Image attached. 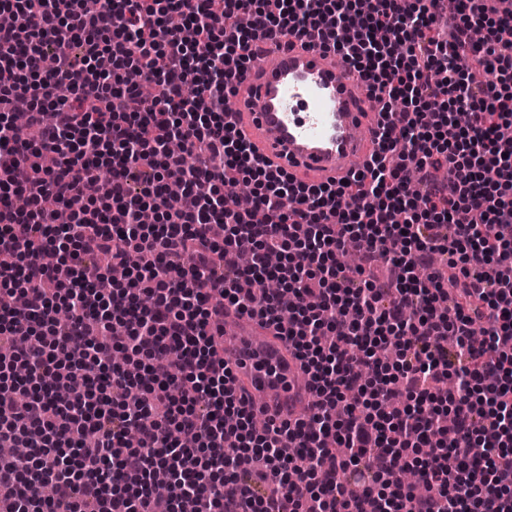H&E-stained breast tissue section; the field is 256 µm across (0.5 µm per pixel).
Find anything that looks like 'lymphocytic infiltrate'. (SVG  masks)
<instances>
[{
    "label": "lymphocytic infiltrate",
    "mask_w": 512,
    "mask_h": 512,
    "mask_svg": "<svg viewBox=\"0 0 512 512\" xmlns=\"http://www.w3.org/2000/svg\"><path fill=\"white\" fill-rule=\"evenodd\" d=\"M434 3L0 0V444L30 450L0 456V512H512V10L459 0L444 36ZM291 37L386 114L336 188L270 171L227 121L233 67ZM426 168L444 186L405 181ZM240 176L258 188L230 211ZM132 251L120 280L94 263ZM228 305L306 366V418L254 431L215 347Z\"/></svg>",
    "instance_id": "lymphocytic-infiltrate-1"
}]
</instances>
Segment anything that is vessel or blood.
<instances>
[{
    "label": "vessel or blood",
    "mask_w": 512,
    "mask_h": 512,
    "mask_svg": "<svg viewBox=\"0 0 512 512\" xmlns=\"http://www.w3.org/2000/svg\"><path fill=\"white\" fill-rule=\"evenodd\" d=\"M257 65L237 71L229 120L252 153L310 186L337 185L369 161L380 143V105L363 94L342 55L289 43H259ZM222 337L230 385L256 415L295 419L309 412L313 390L292 349L273 326L228 307Z\"/></svg>",
    "instance_id": "obj_1"
}]
</instances>
